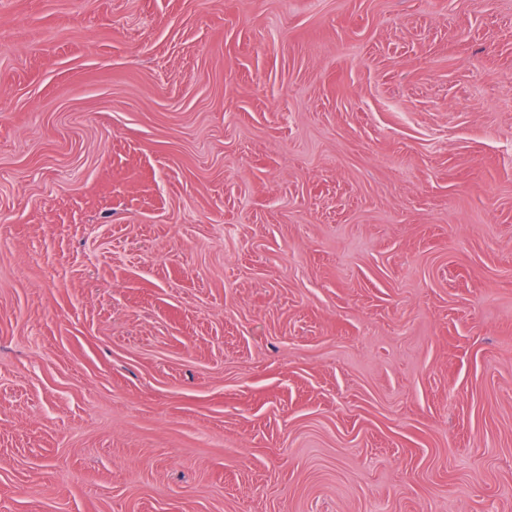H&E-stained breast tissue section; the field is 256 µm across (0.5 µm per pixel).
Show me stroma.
Returning a JSON list of instances; mask_svg holds the SVG:
<instances>
[{
  "mask_svg": "<svg viewBox=\"0 0 512 512\" xmlns=\"http://www.w3.org/2000/svg\"><path fill=\"white\" fill-rule=\"evenodd\" d=\"M0 512H512V0H0Z\"/></svg>",
  "mask_w": 512,
  "mask_h": 512,
  "instance_id": "stroma-1",
  "label": "stroma"
}]
</instances>
